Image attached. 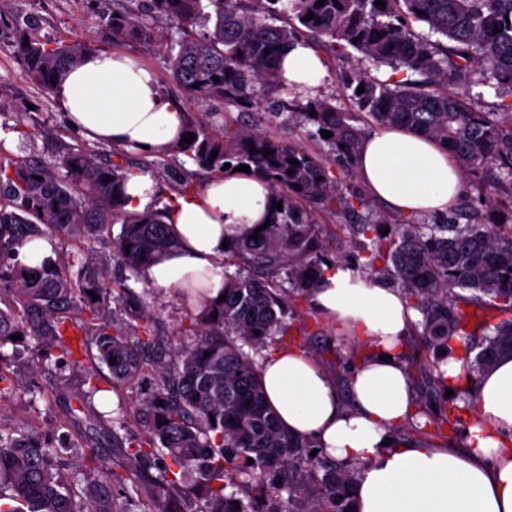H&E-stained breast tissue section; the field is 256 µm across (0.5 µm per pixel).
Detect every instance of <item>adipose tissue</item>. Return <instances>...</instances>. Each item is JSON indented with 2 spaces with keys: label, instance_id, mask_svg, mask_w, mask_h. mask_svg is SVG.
Instances as JSON below:
<instances>
[{
  "label": "adipose tissue",
  "instance_id": "ef3b65f1",
  "mask_svg": "<svg viewBox=\"0 0 512 512\" xmlns=\"http://www.w3.org/2000/svg\"><path fill=\"white\" fill-rule=\"evenodd\" d=\"M285 85L317 88L323 57L304 44L281 63ZM69 122L89 140L160 156L180 135L182 106L165 96L149 69L112 51L85 54L54 88ZM357 177L366 190L400 213L443 214L455 203L462 175L435 141L397 128L362 144ZM268 187L249 173L225 172L202 191L178 198L166 217L175 250L146 267L150 287L224 293L223 241L266 220ZM311 304L351 340L370 347L349 375L354 400L346 406L334 380L304 349L268 352L259 361L267 403L295 435L360 473L355 512H512V357L479 377L468 451L397 440L415 412V393L399 358L414 312L387 281H353L329 269Z\"/></svg>",
  "mask_w": 512,
  "mask_h": 512
}]
</instances>
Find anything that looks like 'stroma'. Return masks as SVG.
I'll use <instances>...</instances> for the list:
<instances>
[{"instance_id": "obj_1", "label": "stroma", "mask_w": 512, "mask_h": 512, "mask_svg": "<svg viewBox=\"0 0 512 512\" xmlns=\"http://www.w3.org/2000/svg\"><path fill=\"white\" fill-rule=\"evenodd\" d=\"M92 9L91 0H13L11 4L12 13L33 12L39 15L40 24L36 31L38 37L98 46L105 42V35L91 21ZM110 48L133 56L150 69L164 93L178 99L185 111L204 112V105L181 95L168 82L162 51L146 50L129 42H114ZM325 60L327 74L319 90L323 95L334 98L339 106L348 103L339 81L341 72L362 71L380 80L389 79L391 75L390 69H377L362 62L359 53L351 48L326 55ZM0 99L9 102L12 112L32 113L39 122L57 132L56 139L49 141L42 138L27 141L20 135H12L7 138L0 157L12 160L29 156L47 159L60 146L82 143V136L67 123L64 107L55 94L33 86L21 64L13 58L10 47L4 43L0 44ZM33 377L47 390V397L34 400L21 392L11 401L0 403V426L22 431L32 427L54 447L75 443L79 446V455L93 454L99 460L109 461L108 445L104 440L84 441L83 436L90 428L88 420H80L75 426L64 422L70 400L81 389L78 377L72 375L66 367L50 375L37 370Z\"/></svg>"}]
</instances>
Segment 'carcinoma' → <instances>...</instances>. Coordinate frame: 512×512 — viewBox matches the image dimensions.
Returning <instances> with one entry per match:
<instances>
[{
    "label": "carcinoma",
    "instance_id": "carcinoma-1",
    "mask_svg": "<svg viewBox=\"0 0 512 512\" xmlns=\"http://www.w3.org/2000/svg\"><path fill=\"white\" fill-rule=\"evenodd\" d=\"M103 2L91 14L103 33L114 42L163 51L170 83L192 100H220L241 112L263 109L275 118L285 113L319 151L250 125L188 114L184 133L195 140L174 145L173 153L185 157L176 171L163 157L150 160L120 147L105 153L87 144L65 147L49 161H1L0 402L20 391L33 400L43 395L42 387L11 371L33 340L41 359L71 367L88 386L77 397L79 408L69 411L73 419L77 410H94L102 368L113 391L148 381L147 392L117 408L120 417L131 409L144 433L121 437L112 431L117 465L134 477L146 512H349L358 468L311 455L315 443L278 422L265 403L256 357L293 345L288 319L309 302L325 267L369 270L403 290L422 315L415 327L433 354L424 367L439 408L418 405L415 416L425 421L414 419L400 432L424 442L462 434L464 415H473L472 389L446 396L441 363L450 342L463 351L472 382L499 358L512 356V318L493 322L483 308L488 297L491 307L512 312V211L500 213L494 203L497 190H512V102L501 103L500 118L468 103L475 87L512 97V24L506 23L512 0H383V7L375 0H326L321 6L288 0L297 20L288 25L270 22L282 0ZM163 19L174 31L161 29ZM36 25L34 14L17 15L7 36L30 81L43 91H52L83 54L102 50L41 40ZM306 31L328 38L333 53L351 47L375 68L388 67L404 79L344 78L355 112L320 95L297 92L284 100L279 60ZM22 124L0 100V133L52 135L37 125L30 132L18 129ZM387 127L445 147L481 182L478 204L487 209L486 223L426 224L369 212L356 183L358 153L373 129ZM323 130L332 136L322 137ZM266 149L274 154L264 156ZM226 163L232 169L245 164L266 181L271 224L258 233L255 224L227 241L224 266L236 272H224L226 299L192 305L188 325L177 332L186 342L176 347L150 308L149 289L129 284L143 282V270L175 248L165 222L169 206L126 209V184L136 172L161 174L185 196L198 190L199 173L222 176ZM323 212L346 220L338 230L346 233L350 252L329 255L316 218ZM48 237L82 240L90 250L107 239L129 276L115 293L89 256L65 264L47 257L39 267L20 260L27 241ZM472 319L483 330L478 344ZM15 334L21 339L13 340ZM73 481L83 484L81 493L65 481L58 449L39 434L0 428V512H22L20 503L29 512H125L119 502L125 490L113 470ZM229 487L234 491L226 492Z\"/></svg>",
    "mask_w": 512,
    "mask_h": 512
}]
</instances>
